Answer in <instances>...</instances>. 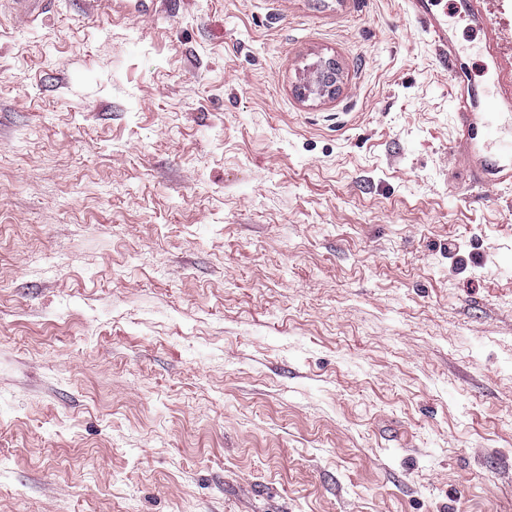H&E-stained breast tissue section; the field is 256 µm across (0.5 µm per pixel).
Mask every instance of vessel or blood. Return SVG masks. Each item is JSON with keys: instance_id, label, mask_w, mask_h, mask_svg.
I'll list each match as a JSON object with an SVG mask.
<instances>
[{"instance_id": "obj_1", "label": "vessel or blood", "mask_w": 512, "mask_h": 512, "mask_svg": "<svg viewBox=\"0 0 512 512\" xmlns=\"http://www.w3.org/2000/svg\"><path fill=\"white\" fill-rule=\"evenodd\" d=\"M408 15L427 36L454 87L457 135L449 147L456 165L482 190L512 187V58L496 49V32L487 0H404ZM457 14L485 36L486 66L491 83H476L458 65L459 52L446 16Z\"/></svg>"}]
</instances>
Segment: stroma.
<instances>
[{"label": "stroma", "instance_id": "stroma-1", "mask_svg": "<svg viewBox=\"0 0 512 512\" xmlns=\"http://www.w3.org/2000/svg\"><path fill=\"white\" fill-rule=\"evenodd\" d=\"M456 134L402 0H0V512H512V189ZM336 71L334 59L321 60L320 63L313 65L309 77L302 82V85H299L298 94L302 98L335 95L338 90Z\"/></svg>", "mask_w": 512, "mask_h": 512}]
</instances>
